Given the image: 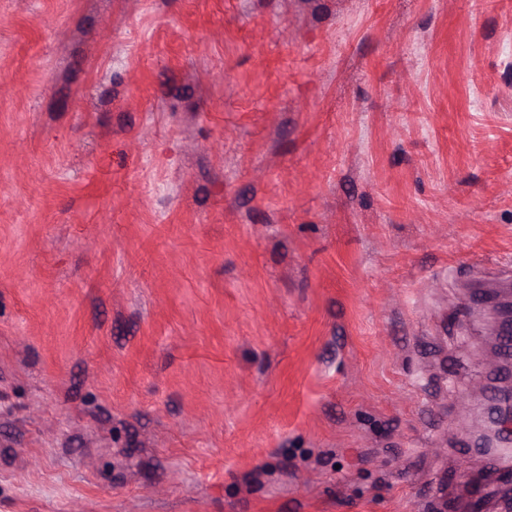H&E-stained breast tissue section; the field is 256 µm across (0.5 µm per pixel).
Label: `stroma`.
<instances>
[{
	"mask_svg": "<svg viewBox=\"0 0 512 512\" xmlns=\"http://www.w3.org/2000/svg\"><path fill=\"white\" fill-rule=\"evenodd\" d=\"M512 285V0H0V512H462Z\"/></svg>",
	"mask_w": 512,
	"mask_h": 512,
	"instance_id": "1",
	"label": "stroma"
}]
</instances>
